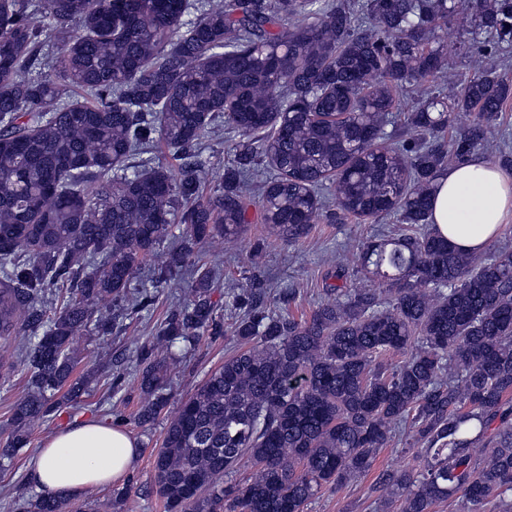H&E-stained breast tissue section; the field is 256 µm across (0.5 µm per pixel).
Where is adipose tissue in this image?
Here are the masks:
<instances>
[{
  "label": "adipose tissue",
  "mask_w": 512,
  "mask_h": 512,
  "mask_svg": "<svg viewBox=\"0 0 512 512\" xmlns=\"http://www.w3.org/2000/svg\"><path fill=\"white\" fill-rule=\"evenodd\" d=\"M432 217L437 234L458 249L484 251L512 223V170L473 154L436 179ZM140 453L138 441L104 421H80L52 434L30 472L33 485L77 495L126 476Z\"/></svg>",
  "instance_id": "adipose-tissue-1"
}]
</instances>
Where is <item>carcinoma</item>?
I'll return each instance as SVG.
<instances>
[{"mask_svg": "<svg viewBox=\"0 0 512 512\" xmlns=\"http://www.w3.org/2000/svg\"><path fill=\"white\" fill-rule=\"evenodd\" d=\"M460 0H0V336L29 333L31 372L0 458L33 425L78 396L73 337L91 322L112 334L104 303L126 301L148 258L164 274L194 246L212 248L249 223L246 180L270 172L261 223L290 243L312 224L395 216L394 236L355 261L379 290L325 288L310 319L263 306L233 328L245 348L179 407L154 460L168 512H304L316 496L371 471L405 427L423 460L373 481L398 512H512V251H461L431 227L438 174L482 147L507 149L498 114L512 85L498 75L512 45V0H472L473 52L490 64L410 113V137L385 127L404 86L443 73L438 31ZM46 42L56 74L34 78ZM471 112L466 126L455 113ZM239 137L216 191L197 146L216 119ZM166 147L177 170L129 160ZM335 191V208L323 191ZM182 227L183 251L163 242ZM214 273L196 270L190 298L140 349L143 425L164 409L167 353L222 331ZM50 288L68 299L47 315ZM258 476L229 479L243 460ZM26 512H62L40 493Z\"/></svg>", "mask_w": 512, "mask_h": 512, "instance_id": "1", "label": "carcinoma"}]
</instances>
